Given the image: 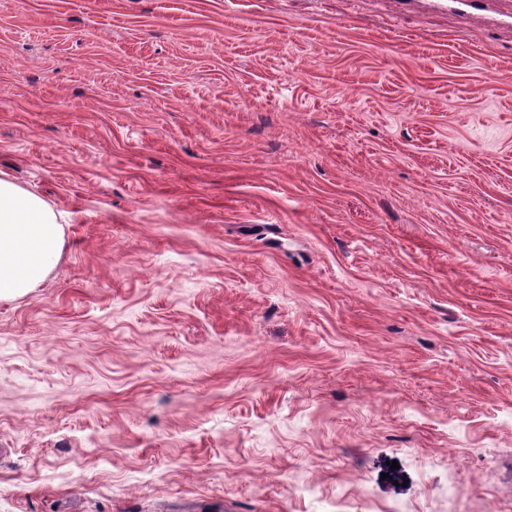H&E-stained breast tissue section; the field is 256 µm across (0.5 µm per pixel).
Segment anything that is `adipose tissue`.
<instances>
[{
	"label": "adipose tissue",
	"mask_w": 512,
	"mask_h": 512,
	"mask_svg": "<svg viewBox=\"0 0 512 512\" xmlns=\"http://www.w3.org/2000/svg\"><path fill=\"white\" fill-rule=\"evenodd\" d=\"M63 228L40 197L0 179V301L38 288L57 264Z\"/></svg>",
	"instance_id": "obj_1"
}]
</instances>
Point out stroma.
I'll return each instance as SVG.
<instances>
[{
  "label": "stroma",
  "mask_w": 512,
  "mask_h": 512,
  "mask_svg": "<svg viewBox=\"0 0 512 512\" xmlns=\"http://www.w3.org/2000/svg\"><path fill=\"white\" fill-rule=\"evenodd\" d=\"M0 178V512H512V27L0 0ZM63 228L40 197L0 179V301L38 288L57 264Z\"/></svg>",
  "instance_id": "35a3bbf8"
}]
</instances>
